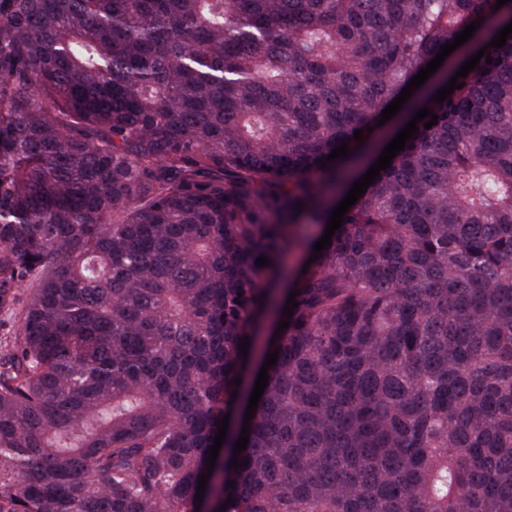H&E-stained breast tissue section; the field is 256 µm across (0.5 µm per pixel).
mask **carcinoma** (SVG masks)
Listing matches in <instances>:
<instances>
[{
	"label": "carcinoma",
	"instance_id": "1",
	"mask_svg": "<svg viewBox=\"0 0 512 512\" xmlns=\"http://www.w3.org/2000/svg\"><path fill=\"white\" fill-rule=\"evenodd\" d=\"M495 4L0 0V512H512Z\"/></svg>",
	"mask_w": 512,
	"mask_h": 512
}]
</instances>
